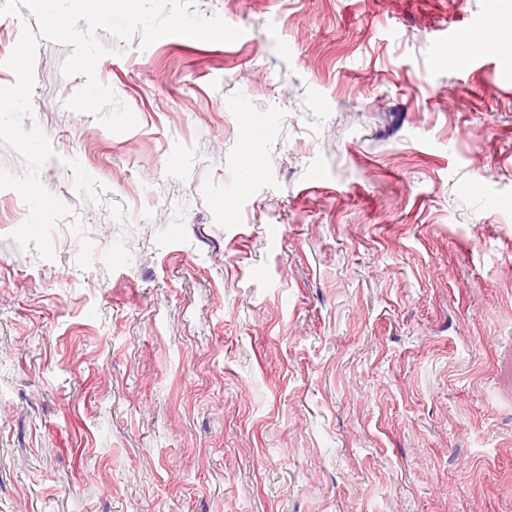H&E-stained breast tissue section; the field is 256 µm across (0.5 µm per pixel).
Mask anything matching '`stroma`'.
Here are the masks:
<instances>
[{"label":"stroma","instance_id":"stroma-1","mask_svg":"<svg viewBox=\"0 0 512 512\" xmlns=\"http://www.w3.org/2000/svg\"><path fill=\"white\" fill-rule=\"evenodd\" d=\"M197 10L242 36L98 30L119 134L38 44L71 213L43 260L0 189V512H512V0Z\"/></svg>","mask_w":512,"mask_h":512}]
</instances>
